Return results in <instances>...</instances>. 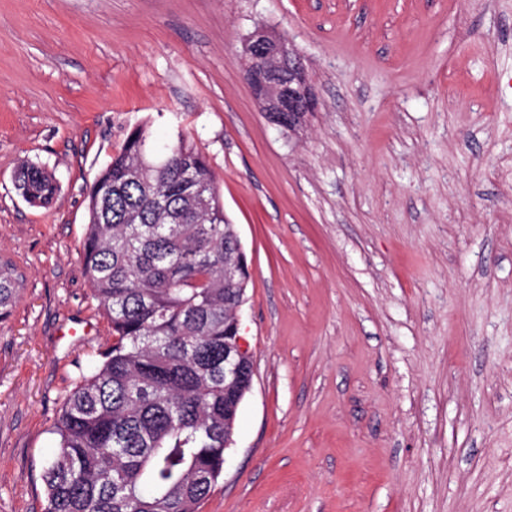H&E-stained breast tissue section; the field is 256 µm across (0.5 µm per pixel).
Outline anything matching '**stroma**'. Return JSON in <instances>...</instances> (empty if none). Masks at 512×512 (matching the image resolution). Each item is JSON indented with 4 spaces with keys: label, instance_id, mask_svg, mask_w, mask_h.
Masks as SVG:
<instances>
[{
    "label": "stroma",
    "instance_id": "obj_1",
    "mask_svg": "<svg viewBox=\"0 0 512 512\" xmlns=\"http://www.w3.org/2000/svg\"><path fill=\"white\" fill-rule=\"evenodd\" d=\"M258 31L315 94L293 130L243 77ZM142 122L206 155L250 272L253 385L201 512H512V0H0V512H42L111 341L86 197ZM16 188L22 198L34 207H46L57 192V183L47 169L35 162L26 161L15 177ZM17 278L14 269L6 263H0V319L10 313L18 294Z\"/></svg>",
    "mask_w": 512,
    "mask_h": 512
}]
</instances>
